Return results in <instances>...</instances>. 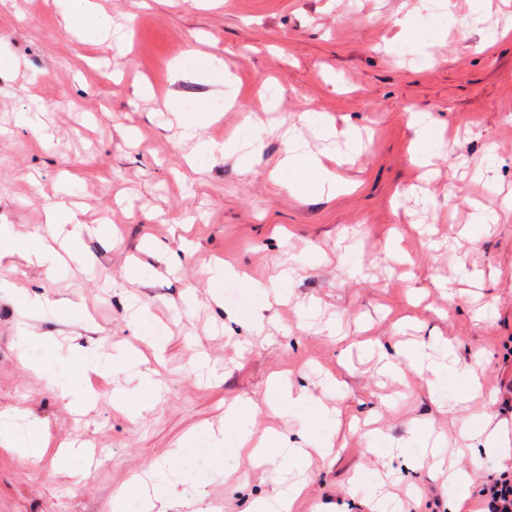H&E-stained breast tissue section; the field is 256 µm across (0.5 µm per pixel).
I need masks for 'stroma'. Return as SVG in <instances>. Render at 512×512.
Masks as SVG:
<instances>
[{
	"instance_id": "1",
	"label": "stroma",
	"mask_w": 512,
	"mask_h": 512,
	"mask_svg": "<svg viewBox=\"0 0 512 512\" xmlns=\"http://www.w3.org/2000/svg\"><path fill=\"white\" fill-rule=\"evenodd\" d=\"M97 2L130 30L128 44H83L64 27L70 0H0V46L18 62L0 73V225L25 231L42 223L45 203L62 200L81 222L113 230L51 269L18 256L0 262V278L48 301L36 310L0 301V412L40 421L52 448L33 465L25 449L0 447V512H113L116 492L158 464L193 477L167 490V512H248L274 495L278 476L298 473L280 459L260 468L237 460L230 435L216 464L210 432L230 402L249 399L255 434L274 427L300 442L309 404L272 412L276 374L340 409L344 422L331 458L307 469L294 512H370L364 489L376 471L403 512H447L457 484L417 468L415 449L373 452L362 430L368 423L401 443L421 422L444 436L447 461L472 493L464 508L476 512V492L503 463L461 425L485 413L512 434V211L502 205L512 194V33H503L512 30V0H447L449 12L478 14L479 23L444 34L433 33L421 0ZM408 17L424 22L433 68L397 39ZM492 31L499 39L485 45ZM193 52L228 65L223 93L176 74ZM272 85L281 103L254 115L271 130L253 173L240 174L231 157L192 170L194 144L171 124L168 93L188 102L210 95L218 119L201 136L221 140ZM415 109L430 112L446 145L424 194L411 160ZM31 112L53 140L28 125ZM322 125L335 137L320 138ZM289 127L313 152L335 153L347 192L300 200L273 186ZM356 131L363 148L353 153L346 141ZM148 240L178 252L180 267L135 268ZM281 261L292 281H275ZM215 265L279 295L262 331L240 318L256 298L237 284L225 283L223 303L213 300ZM67 301L85 316L68 313ZM140 307L167 332L160 400L131 421L112 404L113 387L138 384L122 373L99 386L93 408L73 413L82 389L71 346L125 358L141 344L131 320ZM23 327L55 336L59 350L20 348ZM401 340L426 343L439 361L450 353L475 363L479 396L450 412L456 377L436 391L427 373L403 384L381 375L368 349L392 356ZM25 357L42 362L44 377L23 367ZM76 440L88 456L54 457Z\"/></svg>"
}]
</instances>
